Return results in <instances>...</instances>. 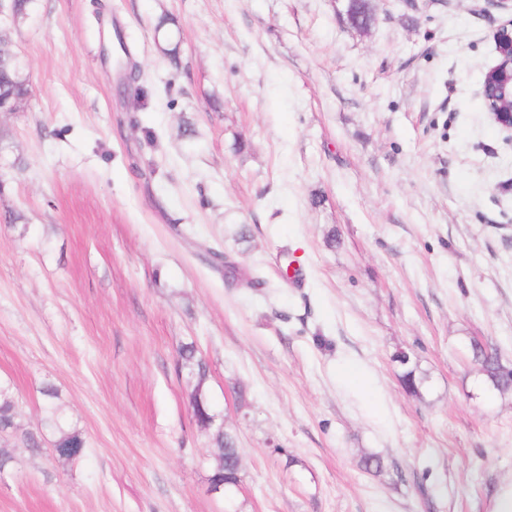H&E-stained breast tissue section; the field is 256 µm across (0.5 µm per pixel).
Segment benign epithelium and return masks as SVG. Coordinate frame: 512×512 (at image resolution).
Returning <instances> with one entry per match:
<instances>
[{"label":"benign epithelium","instance_id":"1","mask_svg":"<svg viewBox=\"0 0 512 512\" xmlns=\"http://www.w3.org/2000/svg\"><path fill=\"white\" fill-rule=\"evenodd\" d=\"M494 42L497 60L491 70L498 72L500 79L484 83L481 97L498 127L512 134V18L497 27Z\"/></svg>","mask_w":512,"mask_h":512}]
</instances>
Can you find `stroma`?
Listing matches in <instances>:
<instances>
[{
	"label": "stroma",
	"instance_id": "1",
	"mask_svg": "<svg viewBox=\"0 0 512 512\" xmlns=\"http://www.w3.org/2000/svg\"><path fill=\"white\" fill-rule=\"evenodd\" d=\"M347 4L35 0L12 30L33 94L0 112V512H493L512 393L471 345L512 369V141L480 91L512 13L371 0L360 30ZM190 343L241 452L229 500ZM46 383L78 458L52 450ZM473 358L482 366L484 381L498 392L512 390V370H505L500 364L496 353L488 352L475 342L472 345ZM181 367L186 369L188 376L196 379V385L190 395V406L195 420L204 427H212L214 423L206 422L204 417L213 413L208 401L203 394V385L207 376L206 362L196 356L193 345L183 346L179 351Z\"/></svg>",
	"mask_w": 512,
	"mask_h": 512
}]
</instances>
